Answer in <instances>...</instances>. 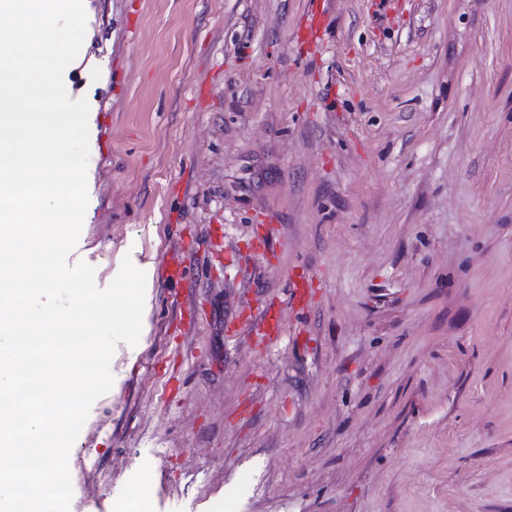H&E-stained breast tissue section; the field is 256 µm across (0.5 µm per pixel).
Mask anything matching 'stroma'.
<instances>
[{
	"label": "stroma",
	"instance_id": "stroma-1",
	"mask_svg": "<svg viewBox=\"0 0 512 512\" xmlns=\"http://www.w3.org/2000/svg\"><path fill=\"white\" fill-rule=\"evenodd\" d=\"M83 6L67 262L146 289L70 512H512V0H330L313 52L307 0ZM243 331L266 342L281 336L284 332V325L279 315L272 314L270 309H266L258 318L254 317Z\"/></svg>",
	"mask_w": 512,
	"mask_h": 512
}]
</instances>
